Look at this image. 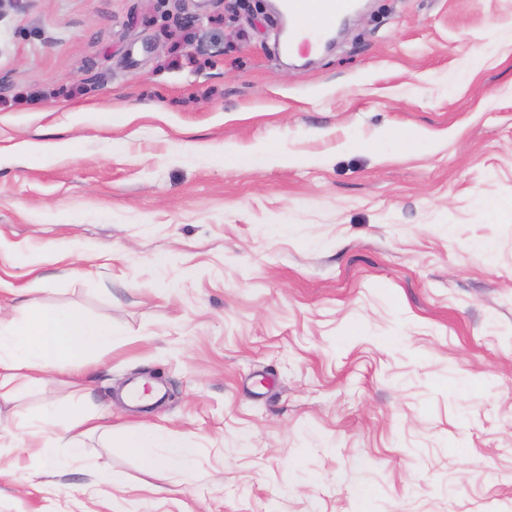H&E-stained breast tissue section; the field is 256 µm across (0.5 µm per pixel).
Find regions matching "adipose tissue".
<instances>
[{
  "label": "adipose tissue",
  "mask_w": 512,
  "mask_h": 512,
  "mask_svg": "<svg viewBox=\"0 0 512 512\" xmlns=\"http://www.w3.org/2000/svg\"><path fill=\"white\" fill-rule=\"evenodd\" d=\"M112 339L109 322H89L74 313L45 308L36 299H23L16 318L0 320V399H11L22 384L61 371L65 363H90L94 356L111 349ZM43 422L59 426L39 444L41 455L54 467L78 461L82 436L101 430L93 414L61 424L50 413ZM105 432L111 447L136 450L150 463L155 460V449L163 448L167 451L165 465L182 473L191 468L193 447L183 432L154 425L144 426L133 437L121 427Z\"/></svg>",
  "instance_id": "obj_1"
}]
</instances>
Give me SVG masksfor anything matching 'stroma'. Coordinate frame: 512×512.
<instances>
[{
    "instance_id": "obj_1",
    "label": "stroma",
    "mask_w": 512,
    "mask_h": 512,
    "mask_svg": "<svg viewBox=\"0 0 512 512\" xmlns=\"http://www.w3.org/2000/svg\"><path fill=\"white\" fill-rule=\"evenodd\" d=\"M284 28L0 0V316L114 331L0 400V512H512V0H366L297 63ZM51 410L103 472L39 456ZM149 424L189 475L103 435Z\"/></svg>"
}]
</instances>
